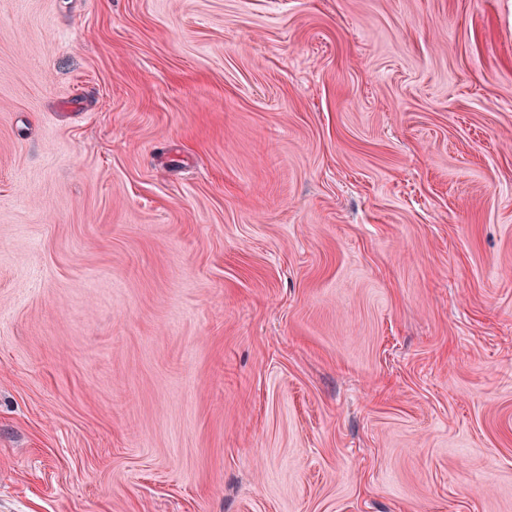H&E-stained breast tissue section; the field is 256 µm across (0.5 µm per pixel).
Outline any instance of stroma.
Masks as SVG:
<instances>
[{"mask_svg": "<svg viewBox=\"0 0 512 512\" xmlns=\"http://www.w3.org/2000/svg\"><path fill=\"white\" fill-rule=\"evenodd\" d=\"M0 512H512V0H0Z\"/></svg>", "mask_w": 512, "mask_h": 512, "instance_id": "1", "label": "stroma"}]
</instances>
